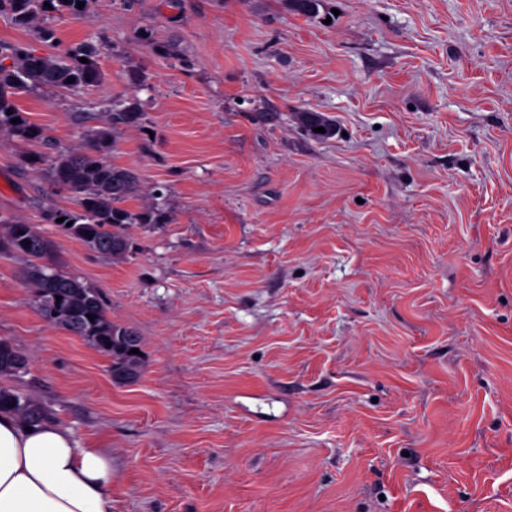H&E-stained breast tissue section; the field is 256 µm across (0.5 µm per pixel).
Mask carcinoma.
Returning a JSON list of instances; mask_svg holds the SVG:
<instances>
[{
  "label": "carcinoma",
  "instance_id": "carcinoma-1",
  "mask_svg": "<svg viewBox=\"0 0 512 512\" xmlns=\"http://www.w3.org/2000/svg\"><path fill=\"white\" fill-rule=\"evenodd\" d=\"M49 6H44V3ZM298 15L314 18L321 0H288ZM84 9L77 0H0V14L19 26L36 17L66 15L78 19ZM100 45L83 41L66 49L63 55H42L24 45L0 43V132L20 141L45 147L50 139L44 129L31 122L18 108L15 99L34 89L78 90L104 81ZM88 59L83 63L80 58ZM10 64H4V61ZM306 132L315 139L335 134L333 122L316 112L300 113ZM18 123H11L12 119ZM143 113L132 100L107 101L103 123L84 134L83 144L69 152L51 156L34 152L22 163L32 171H47L53 186L76 195L78 211L52 209L45 220L67 236L80 241L89 251L114 259L127 256L131 249L128 229L132 224H164L165 210L160 204L132 211L125 203L135 197L140 177L132 169L117 166L107 158L111 138L123 128H137ZM322 127L323 133L314 129ZM65 218L59 223L57 219ZM50 242L31 224L0 214V252L29 258L24 271L26 284L33 289L40 315L50 324L80 337L89 346L112 358L113 380L123 385L137 381L143 373L141 339L128 326L108 316L99 294L78 277L57 269L50 262ZM23 357L8 341L0 339V374L19 375L26 370L17 359ZM9 409L22 419L36 422L42 410L20 392L0 388V410Z\"/></svg>",
  "mask_w": 512,
  "mask_h": 512
}]
</instances>
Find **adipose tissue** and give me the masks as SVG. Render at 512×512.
<instances>
[{"mask_svg": "<svg viewBox=\"0 0 512 512\" xmlns=\"http://www.w3.org/2000/svg\"><path fill=\"white\" fill-rule=\"evenodd\" d=\"M0 512H112V461L57 422L1 411Z\"/></svg>", "mask_w": 512, "mask_h": 512, "instance_id": "1", "label": "adipose tissue"}]
</instances>
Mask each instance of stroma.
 Listing matches in <instances>:
<instances>
[{
  "mask_svg": "<svg viewBox=\"0 0 512 512\" xmlns=\"http://www.w3.org/2000/svg\"><path fill=\"white\" fill-rule=\"evenodd\" d=\"M52 29L55 43L37 41ZM169 48L143 46L140 29ZM103 42L105 81L17 99L65 152L132 98L109 160L162 202L113 260L0 133V213L141 338L144 370L47 323L0 254L23 393L112 460V512H512V0H88L0 42ZM146 74L148 88L125 74ZM336 123L329 139L298 120ZM301 121L306 132L315 139H327L335 134V125L333 122L316 112H301ZM323 127L325 133H315L314 129Z\"/></svg>",
  "mask_w": 512,
  "mask_h": 512,
  "instance_id": "35a3bbf8",
  "label": "stroma"
}]
</instances>
